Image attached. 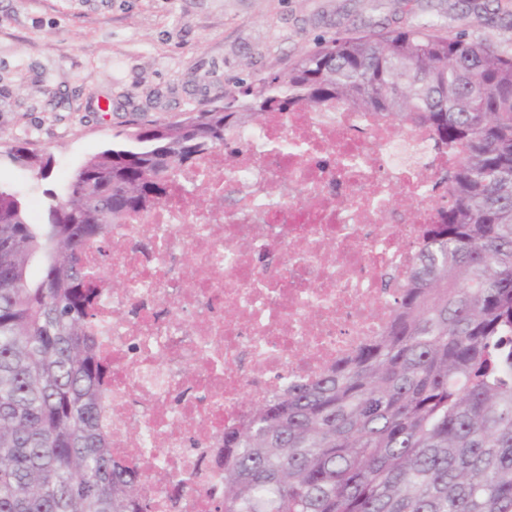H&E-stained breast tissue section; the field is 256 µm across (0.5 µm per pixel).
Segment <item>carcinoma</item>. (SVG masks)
Wrapping results in <instances>:
<instances>
[{"label": "carcinoma", "mask_w": 512, "mask_h": 512, "mask_svg": "<svg viewBox=\"0 0 512 512\" xmlns=\"http://www.w3.org/2000/svg\"><path fill=\"white\" fill-rule=\"evenodd\" d=\"M330 103L431 127L448 209L379 336L224 430L213 512H512V57L434 24L347 33L222 104L136 125L45 224L0 190V512H148L100 423L88 250L232 134Z\"/></svg>", "instance_id": "carcinoma-1"}]
</instances>
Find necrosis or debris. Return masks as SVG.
<instances>
[{"label":"necrosis or debris","mask_w":512,"mask_h":512,"mask_svg":"<svg viewBox=\"0 0 512 512\" xmlns=\"http://www.w3.org/2000/svg\"><path fill=\"white\" fill-rule=\"evenodd\" d=\"M235 140L238 156L183 168L167 199L112 227L102 424L149 512H208L225 426L378 336L445 207L448 153L422 128L301 108ZM210 194L226 204L206 214Z\"/></svg>","instance_id":"obj_1"}]
</instances>
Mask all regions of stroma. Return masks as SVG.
<instances>
[{"instance_id": "1", "label": "stroma", "mask_w": 512, "mask_h": 512, "mask_svg": "<svg viewBox=\"0 0 512 512\" xmlns=\"http://www.w3.org/2000/svg\"><path fill=\"white\" fill-rule=\"evenodd\" d=\"M436 22L512 55V0H0V190L46 221L89 156L284 70L324 40ZM51 157L47 176L12 161Z\"/></svg>"}]
</instances>
